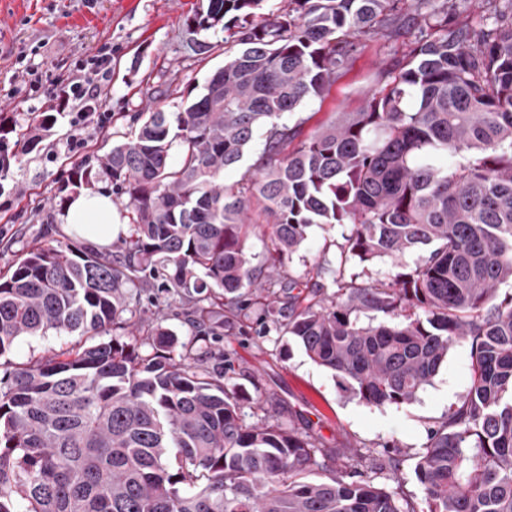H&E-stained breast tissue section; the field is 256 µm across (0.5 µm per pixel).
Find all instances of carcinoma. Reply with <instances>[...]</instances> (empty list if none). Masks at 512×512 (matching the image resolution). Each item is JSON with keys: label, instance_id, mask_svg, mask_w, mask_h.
Returning <instances> with one entry per match:
<instances>
[{"label": "carcinoma", "instance_id": "carcinoma-1", "mask_svg": "<svg viewBox=\"0 0 512 512\" xmlns=\"http://www.w3.org/2000/svg\"><path fill=\"white\" fill-rule=\"evenodd\" d=\"M262 2L206 0L188 32L219 27L238 49L200 96L72 172L75 191L105 177L126 197L129 235L110 250L33 248L0 277V355L20 336L98 338L0 376V512H512V291L499 292L512 281V0H485L465 27L449 0L404 14L402 0H288L257 21ZM403 30L406 61L362 111L303 139L284 121L362 41ZM260 129L262 162L224 183ZM254 206L265 272L244 244ZM314 224L347 230L336 291L301 306L284 260ZM421 246L425 258L399 262ZM384 258L396 271L359 284ZM157 273L189 306L187 343L137 315ZM245 306L372 406L412 402L470 344V390L415 468L422 502L355 471L310 481L331 458L320 438L246 422L224 360L192 353ZM129 328L146 338L115 334Z\"/></svg>", "mask_w": 512, "mask_h": 512}]
</instances>
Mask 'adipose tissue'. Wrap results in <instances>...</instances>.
<instances>
[{"label": "adipose tissue", "mask_w": 512, "mask_h": 512, "mask_svg": "<svg viewBox=\"0 0 512 512\" xmlns=\"http://www.w3.org/2000/svg\"><path fill=\"white\" fill-rule=\"evenodd\" d=\"M59 219L70 232L102 246L110 244L119 231L112 196L103 189L72 198Z\"/></svg>", "instance_id": "obj_1"}]
</instances>
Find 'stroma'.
I'll use <instances>...</instances> for the list:
<instances>
[{"label": "stroma", "mask_w": 512, "mask_h": 512, "mask_svg": "<svg viewBox=\"0 0 512 512\" xmlns=\"http://www.w3.org/2000/svg\"><path fill=\"white\" fill-rule=\"evenodd\" d=\"M201 0H0V119L16 128L34 125L42 113L56 115L49 135L19 155L8 175L0 178V271L15 265L31 248L50 242L82 244L60 223L62 199L71 198L69 179L75 167L104 157L126 133L154 108L174 111L184 100L200 95L212 73L224 63L223 51L210 57L195 53L196 41L216 43L224 33L216 28L190 36L186 21ZM410 35L378 36L354 55L323 97L305 103L287 116L302 133L358 112L381 76L395 70L410 51ZM107 53L109 79L101 89L105 125L89 122L73 132L59 113L58 77L72 73L75 63L96 51ZM37 70L43 86L32 93L22 75ZM79 134L84 146L71 152L64 144ZM342 229L312 225L289 266L308 276L304 297L327 296L335 289L337 245ZM146 314L161 313L163 324L179 341L191 336L187 308L167 294L142 299ZM71 336L48 333L21 336L0 355V372L59 353L74 344ZM230 359L224 376L249 401L263 407L283 424L318 436L325 447L344 451L327 469L313 471L316 479L357 468L372 483L393 487L421 499L415 475L431 428L443 421L449 406L468 392L470 347L455 344L431 382L412 403L370 406L347 389L345 380L317 365L295 340L274 325L259 326L253 313L225 314L224 334L213 346Z\"/></svg>", "instance_id": "35a3bbf8"}]
</instances>
